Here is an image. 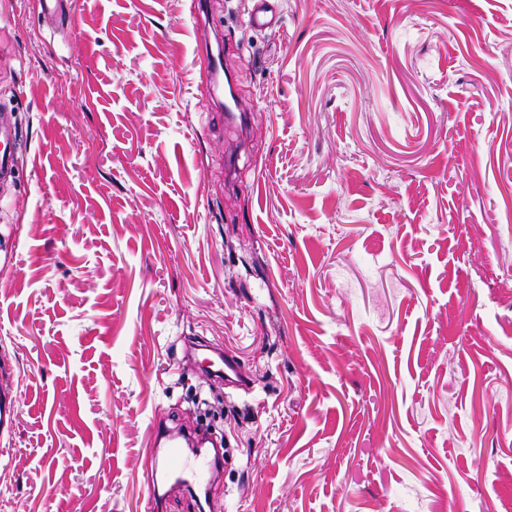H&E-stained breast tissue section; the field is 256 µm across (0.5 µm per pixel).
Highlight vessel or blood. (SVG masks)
Wrapping results in <instances>:
<instances>
[{
    "label": "vessel or blood",
    "instance_id": "b4317fda",
    "mask_svg": "<svg viewBox=\"0 0 512 512\" xmlns=\"http://www.w3.org/2000/svg\"><path fill=\"white\" fill-rule=\"evenodd\" d=\"M15 133L4 117L0 116V180L10 176L13 169V147ZM208 369L215 379L224 382L225 386L236 389L250 390L251 379L241 368L239 358L233 349H212ZM177 429L151 424L146 445L151 451L165 449L163 465L166 469L177 472L178 482L186 489H194L208 472L217 469L221 456H213L207 460H199L186 456L182 451Z\"/></svg>",
    "mask_w": 512,
    "mask_h": 512
}]
</instances>
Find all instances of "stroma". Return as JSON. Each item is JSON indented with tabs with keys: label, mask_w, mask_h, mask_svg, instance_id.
Returning <instances> with one entry per match:
<instances>
[{
	"label": "stroma",
	"mask_w": 512,
	"mask_h": 512,
	"mask_svg": "<svg viewBox=\"0 0 512 512\" xmlns=\"http://www.w3.org/2000/svg\"><path fill=\"white\" fill-rule=\"evenodd\" d=\"M65 6L0 0V512H512V0ZM188 340L253 381L202 508ZM15 144V131L0 114V180L10 176L13 169V147ZM180 429L169 428L166 425L152 423L149 428L147 436L146 447L150 448V452L158 453V449L166 446V454L163 459V465L166 469L176 471L179 476L177 478L179 484L187 490H195V485H198L206 476V473H211L218 468V464H222V455L207 458V461L195 458L191 459L186 456L182 451V439L188 448L191 447L186 435L179 434Z\"/></svg>",
	"instance_id": "obj_1"
}]
</instances>
